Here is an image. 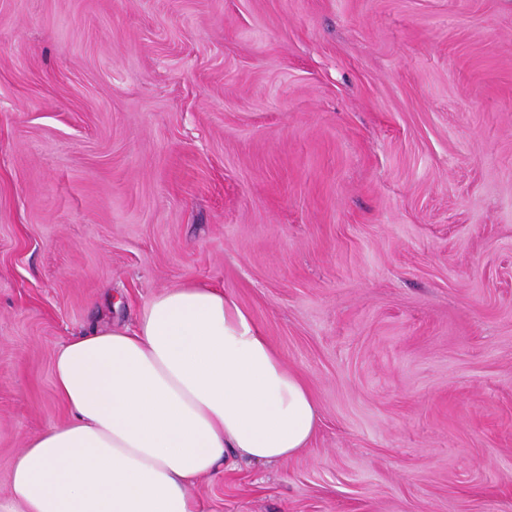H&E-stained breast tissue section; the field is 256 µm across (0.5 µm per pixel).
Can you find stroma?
I'll use <instances>...</instances> for the list:
<instances>
[{"label": "stroma", "instance_id": "35a3bbf8", "mask_svg": "<svg viewBox=\"0 0 512 512\" xmlns=\"http://www.w3.org/2000/svg\"><path fill=\"white\" fill-rule=\"evenodd\" d=\"M233 293L319 423L201 512H512V0H0V499L58 348Z\"/></svg>", "mask_w": 512, "mask_h": 512}]
</instances>
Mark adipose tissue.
<instances>
[{
    "label": "adipose tissue",
    "mask_w": 512,
    "mask_h": 512,
    "mask_svg": "<svg viewBox=\"0 0 512 512\" xmlns=\"http://www.w3.org/2000/svg\"><path fill=\"white\" fill-rule=\"evenodd\" d=\"M64 424L29 441L0 512H197L189 488L228 460L305 448L318 410L236 296L183 282L133 325L93 328L54 357Z\"/></svg>",
    "instance_id": "ef3b65f1"
}]
</instances>
